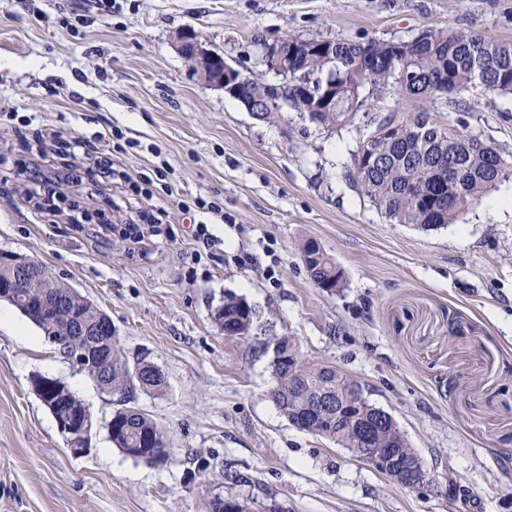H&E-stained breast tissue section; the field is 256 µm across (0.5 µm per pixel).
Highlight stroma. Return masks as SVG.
Returning a JSON list of instances; mask_svg holds the SVG:
<instances>
[{"label": "stroma", "instance_id": "stroma-1", "mask_svg": "<svg viewBox=\"0 0 512 512\" xmlns=\"http://www.w3.org/2000/svg\"><path fill=\"white\" fill-rule=\"evenodd\" d=\"M451 25L512 40V0H0V250L44 263L112 319V343L163 373L134 403L166 431L155 466L127 458L104 423L112 397L0 302V512H512V179L448 227L393 224L342 177L352 130L292 111L260 121L194 73L176 33L264 83L254 36L405 39ZM439 100L512 155V97ZM121 132L123 152L113 149ZM78 135L121 176L99 185L51 133ZM163 170L150 192L141 178ZM47 183L28 197V172ZM198 195L220 215L185 213ZM154 214L152 236L126 229ZM206 222L209 240L193 226ZM315 239L344 272L336 293L309 278ZM260 314L251 336L212 322L225 296ZM336 366L390 413L426 483L404 488L272 402L276 339ZM61 379L99 428L73 456L32 389Z\"/></svg>", "mask_w": 512, "mask_h": 512}]
</instances>
